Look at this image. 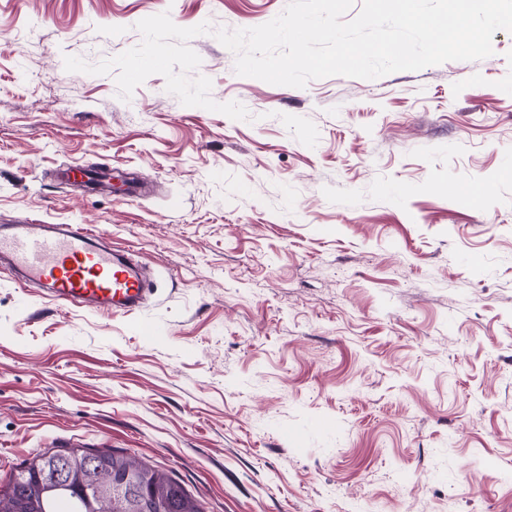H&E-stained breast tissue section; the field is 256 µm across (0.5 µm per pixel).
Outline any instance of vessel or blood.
<instances>
[{
	"label": "vessel or blood",
	"mask_w": 512,
	"mask_h": 512,
	"mask_svg": "<svg viewBox=\"0 0 512 512\" xmlns=\"http://www.w3.org/2000/svg\"><path fill=\"white\" fill-rule=\"evenodd\" d=\"M0 260L18 273L19 287L37 286L39 298L99 314H136L149 290L144 264L103 244L87 224L23 217L2 225Z\"/></svg>",
	"instance_id": "vessel-or-blood-1"
}]
</instances>
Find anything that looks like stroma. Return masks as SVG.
<instances>
[{
	"label": "stroma",
	"instance_id": "obj_1",
	"mask_svg": "<svg viewBox=\"0 0 512 512\" xmlns=\"http://www.w3.org/2000/svg\"><path fill=\"white\" fill-rule=\"evenodd\" d=\"M287 3L0 0V225H93L151 288L136 316L82 313L0 268L1 485L74 438L161 466L206 512H512V32L372 80L236 74L215 30ZM163 12L209 22L197 72L250 120L158 74L124 101L114 74L65 70ZM73 165L144 191L60 185Z\"/></svg>",
	"mask_w": 512,
	"mask_h": 512
}]
</instances>
